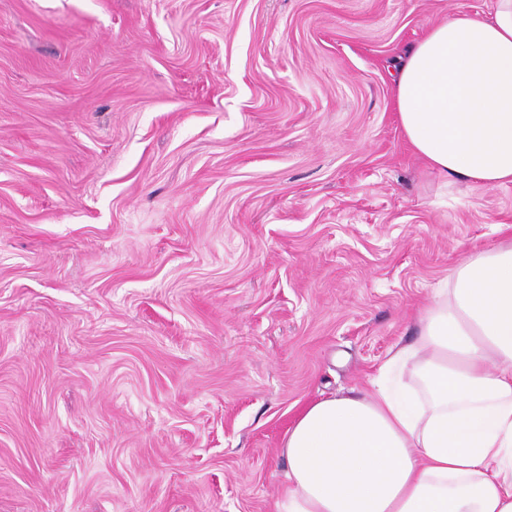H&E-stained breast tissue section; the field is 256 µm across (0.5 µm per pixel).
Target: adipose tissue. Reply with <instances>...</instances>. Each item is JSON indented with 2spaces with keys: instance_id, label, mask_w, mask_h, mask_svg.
I'll list each match as a JSON object with an SVG mask.
<instances>
[{
  "instance_id": "ef3b65f1",
  "label": "adipose tissue",
  "mask_w": 512,
  "mask_h": 512,
  "mask_svg": "<svg viewBox=\"0 0 512 512\" xmlns=\"http://www.w3.org/2000/svg\"><path fill=\"white\" fill-rule=\"evenodd\" d=\"M428 167L512 184V0L430 27L393 73ZM413 366L418 386L384 382ZM276 512H512V242L463 257L371 382L307 405Z\"/></svg>"
}]
</instances>
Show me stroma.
Wrapping results in <instances>:
<instances>
[{"mask_svg":"<svg viewBox=\"0 0 512 512\" xmlns=\"http://www.w3.org/2000/svg\"><path fill=\"white\" fill-rule=\"evenodd\" d=\"M493 0H0V512H274L512 186L444 185L390 59Z\"/></svg>","mask_w":512,"mask_h":512,"instance_id":"1","label":"stroma"}]
</instances>
